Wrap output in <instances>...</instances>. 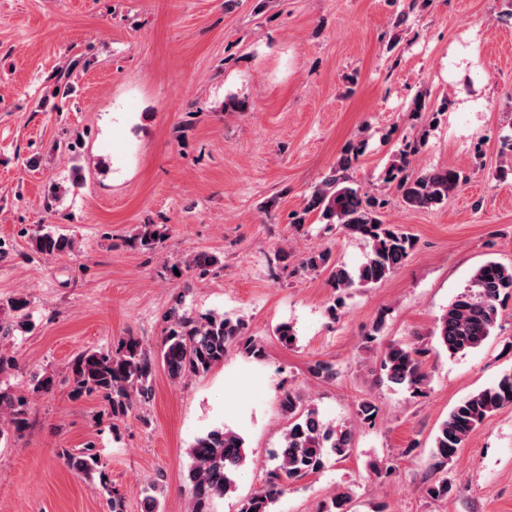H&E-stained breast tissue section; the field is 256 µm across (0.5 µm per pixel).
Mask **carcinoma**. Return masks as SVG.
Masks as SVG:
<instances>
[{"instance_id":"obj_1","label":"carcinoma","mask_w":512,"mask_h":512,"mask_svg":"<svg viewBox=\"0 0 512 512\" xmlns=\"http://www.w3.org/2000/svg\"><path fill=\"white\" fill-rule=\"evenodd\" d=\"M404 150L392 159L385 170V181L395 184L404 207L410 211L428 210L447 200L463 183L464 177L454 167L408 172L409 155ZM361 155V147L353 146L343 154L336 167L316 185L306 198L302 212L294 223H305L306 216L317 213L330 223L339 225L345 234L369 243L366 261L356 268L332 261L327 249L302 258L308 271L328 272V282L338 292L329 313L336 315V304L343 294L356 286L378 284L395 273L414 246L408 232L379 219L384 201L362 192L350 182L348 171ZM165 232L156 224L142 226L136 240L151 249ZM35 250L47 256L68 255L74 251V240L66 235L38 230L32 236ZM219 263L207 252H195L178 271H196L201 275ZM512 294V265L489 261L473 274L467 289L459 294L438 318L434 336L439 347L450 355L481 348L492 335L499 316L501 298ZM169 327L160 352L154 353L141 341L128 336L110 351L89 349L80 352L70 366L74 399L98 396L110 407L112 418L123 419L137 402L153 396L157 365L168 377L179 382L190 376L208 372L224 362L233 349L260 357L262 346L244 336V323L239 318L211 313L196 318L174 307L166 315ZM426 348L398 341L386 345L381 369L387 382L420 391L429 382L424 366ZM27 398L0 391V417L6 416L16 431L26 424ZM512 406V372L504 374L492 386L475 391L460 400L437 428L431 446L434 467L442 468L453 460L469 435L498 410ZM280 410L287 421L279 448L273 453L274 467L265 484L239 502L238 512H272L275 503L290 488L309 475L320 472L331 458L347 457L353 448V433L325 424L317 409L303 393L288 390L281 394ZM190 464L185 477L188 490V512H215L217 501L235 488L234 477L244 465L247 455L243 439L232 430L213 429L197 437L188 452ZM72 466L90 478L99 470L98 457L88 451L71 458ZM159 482L147 481L141 488L145 512H158ZM353 494L348 489L335 491L317 512H351Z\"/></svg>"}]
</instances>
